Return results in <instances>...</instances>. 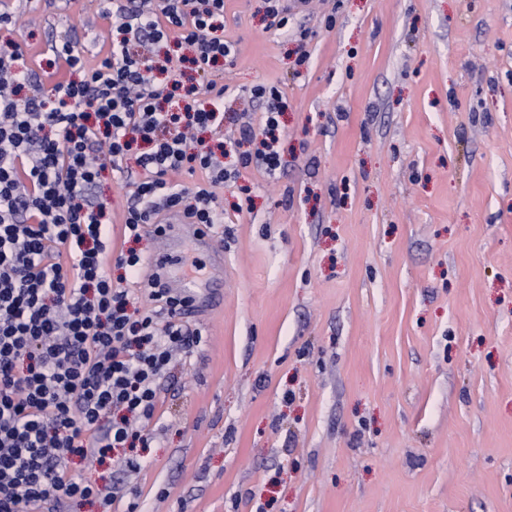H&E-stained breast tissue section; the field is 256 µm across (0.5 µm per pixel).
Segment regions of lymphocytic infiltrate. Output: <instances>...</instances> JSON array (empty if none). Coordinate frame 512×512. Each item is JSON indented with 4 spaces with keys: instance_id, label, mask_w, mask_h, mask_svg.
Returning a JSON list of instances; mask_svg holds the SVG:
<instances>
[{
    "instance_id": "lymphocytic-infiltrate-1",
    "label": "lymphocytic infiltrate",
    "mask_w": 512,
    "mask_h": 512,
    "mask_svg": "<svg viewBox=\"0 0 512 512\" xmlns=\"http://www.w3.org/2000/svg\"><path fill=\"white\" fill-rule=\"evenodd\" d=\"M119 36L101 62L65 43L55 50L68 78L45 86L24 44L0 46V512H35L46 503L98 500L104 512L119 490L69 478L72 458L105 460L115 450L145 448L159 380L173 354L192 353L202 332L183 320L186 299L149 282L153 311L107 275L108 263L137 280L145 257L112 255V221L92 190L102 171L133 178L124 215L125 239L145 228L165 235L162 212L213 227L221 214L215 186L227 174L202 131L224 122V89L208 75L235 53L221 34L224 0H118ZM145 53L129 49L130 41ZM174 42L187 55L161 57ZM191 63L206 84H155L156 72ZM265 101L259 126L242 122L243 138H260L257 156L268 175L281 166L276 148L282 92L253 87ZM135 158L136 170L124 168ZM206 171L210 185L186 188L171 175Z\"/></svg>"
}]
</instances>
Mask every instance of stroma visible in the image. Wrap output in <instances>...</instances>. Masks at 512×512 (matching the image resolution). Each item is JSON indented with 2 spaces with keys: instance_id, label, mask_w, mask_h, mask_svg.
<instances>
[{
  "instance_id": "35a3bbf8",
  "label": "stroma",
  "mask_w": 512,
  "mask_h": 512,
  "mask_svg": "<svg viewBox=\"0 0 512 512\" xmlns=\"http://www.w3.org/2000/svg\"><path fill=\"white\" fill-rule=\"evenodd\" d=\"M265 6L224 0L211 77L230 117L284 93L282 167L217 187L223 268L174 247L220 304L184 316L203 341L159 381L140 470L69 474L136 485V512H512V0H311L302 67ZM106 7L0 0L33 17L0 42L92 65ZM132 191L94 189L116 251Z\"/></svg>"
}]
</instances>
